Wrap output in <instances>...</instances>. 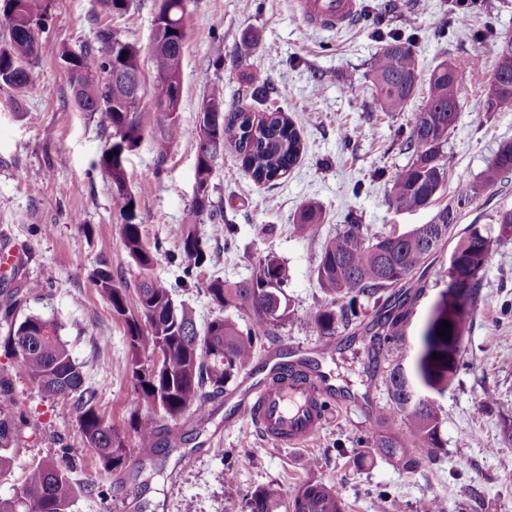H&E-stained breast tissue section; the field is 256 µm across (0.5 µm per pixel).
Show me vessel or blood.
<instances>
[{"label": "vessel or blood", "instance_id": "1", "mask_svg": "<svg viewBox=\"0 0 512 512\" xmlns=\"http://www.w3.org/2000/svg\"><path fill=\"white\" fill-rule=\"evenodd\" d=\"M300 6L307 24L319 28L340 29L352 25L358 16L356 0H301ZM341 400L327 377L279 358L267 375L240 388L233 419L267 442L296 448L320 435L328 404Z\"/></svg>", "mask_w": 512, "mask_h": 512}]
</instances>
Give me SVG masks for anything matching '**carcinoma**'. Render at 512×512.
<instances>
[{"label":"carcinoma","instance_id":"cac0c4a2","mask_svg":"<svg viewBox=\"0 0 512 512\" xmlns=\"http://www.w3.org/2000/svg\"><path fill=\"white\" fill-rule=\"evenodd\" d=\"M189 0H162L154 20L150 51L164 57L168 72L183 78V49L187 38L184 16ZM51 0H0V17L9 26L0 32V88L17 93L30 84V72L38 57L39 36L51 20ZM497 63L489 83L482 111L496 112L512 104V37L495 46ZM72 58L67 71L74 105L98 118L112 141L143 137L137 109L143 88L124 98L116 96L110 83L93 81L119 68L137 70L140 49L118 36L111 27L98 28L96 43L74 51L67 46L59 57ZM419 77V60L407 41L386 42L372 60V83L387 112H401L412 100ZM463 75L456 65L438 63L428 78L427 100L412 114L405 139L411 153L409 162L390 178V198L399 211L426 209L434 204L444 184L446 170L441 149L448 141L460 110L459 87ZM182 87L155 79L151 99L159 116L154 136L157 163L162 165L173 145L184 133L179 111L167 112L161 104ZM195 127L197 144L196 184L190 219L176 226L172 234L177 251L167 254L176 280L186 288L204 293L215 306V315L197 325L194 311L176 302L168 283L150 274L153 250L145 243L139 220L137 195L129 184L125 159H109L102 153L99 166L110 182L112 206L122 220V239L128 257L145 275L137 288V308L144 323L129 314L126 290L99 268L93 283L108 302L112 313L128 328L130 354L126 367L135 380V403L158 408L171 420L186 411H203L208 402L224 392L228 381L278 335L287 319L284 303L285 279L281 265L269 257L251 277L231 282L221 277L203 278L214 259L213 238L233 243L232 224L214 227L208 236L197 228L199 216L214 212L212 178L224 151L241 158L254 182L266 184L285 177L297 162L301 139L292 124L278 112L262 116L243 109H224V88L217 85L204 97ZM512 175V141L501 143L490 165L478 177L460 182L456 196H469L472 203L509 180ZM322 220L319 205H302L294 224L304 237L316 235ZM454 219L450 205L436 210L430 221L403 233H371L346 216L336 235L326 240L313 270L329 301L311 313L317 335L324 339L336 329L354 330L360 325L359 300H370L392 291L390 308L378 314L365 331L373 336V349L387 354L397 351L382 370L383 383L393 411L402 423L398 435L371 436L369 447L408 472L435 457L443 447L441 430L446 414L440 397L448 390L460 369V344L465 326L480 298L479 273L491 262L496 246L512 240V209L500 210L495 218L497 235L476 224L454 248L448 267V286L440 292L438 315L424 321L416 350L410 351L404 328L414 306L426 294L427 283L416 274L448 240ZM49 292V286L34 283L16 290L0 302V328L5 330L3 346L20 362L28 379L46 395L72 402L85 447L96 455L106 471L118 468L124 459L119 434L104 421L98 410L97 388L86 384L59 334L60 327L39 315L19 316L23 303L32 296ZM450 323L447 337L437 335L440 323ZM149 352L159 359L150 368L140 365ZM439 357L432 358L433 354ZM157 419L148 412L135 419V430L148 443L156 436ZM29 423L11 398L10 383L0 377V479L12 476L14 453L21 448ZM69 448L58 457L32 462L24 469L17 494L0 498V512H71L82 487L69 469ZM249 512H343L339 490L325 480L312 477L293 493L277 485L256 489L248 499Z\"/></svg>","mask_w":512,"mask_h":512}]
</instances>
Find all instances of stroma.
<instances>
[{"label":"stroma","mask_w":512,"mask_h":512,"mask_svg":"<svg viewBox=\"0 0 512 512\" xmlns=\"http://www.w3.org/2000/svg\"><path fill=\"white\" fill-rule=\"evenodd\" d=\"M158 0H132L123 16L102 14L96 0H56L53 20L40 38L31 82L20 97L0 92V254L14 263L0 271V295L36 282L53 285L50 294L30 299L26 311L59 324L60 334L85 380L99 391V409L119 433L124 463L104 471L84 447L70 402L45 395L24 375L17 360L0 346V374L12 382L11 395L27 416L25 443L15 457L13 477L0 479V498L13 497L17 475L34 458L56 456L58 439L71 446L74 479L85 490L72 512H247L257 488L277 484L294 490L315 475L336 486L346 512H512V442L502 435L512 413V243L503 242L480 274L481 298L461 340L464 366L442 404L447 421L444 446L413 472L386 458L365 456L357 444L369 432H397L385 387L372 374L369 336L341 330L336 350L319 359L322 371L344 387L349 404L330 414L322 433L306 448H284L258 435H245L231 419L225 395L200 417L189 411L176 421L159 420L155 447H143L134 428V380L125 366L129 338L92 282L107 263L116 282L136 303L139 268L129 259L121 225L112 209V191L98 168L106 139L96 117L77 111L61 47L79 48L95 39L97 23L110 25L143 51L142 77L152 84L154 62L148 51ZM183 90L179 108L185 128H194L204 96L224 88V105L244 101L251 86L265 88V108L290 119L303 151L288 176L260 186L231 151L220 159L212 180L214 215H202L199 229L233 224L237 242L225 250L215 240L210 272L230 281L250 277L266 257H276L288 274V319L273 350L314 347L318 336L310 315L326 301L313 269L323 243L347 214L374 232H404L427 223L432 209L396 210L389 180L410 155L403 146L410 112L383 111L372 89L371 62L382 37L411 41L419 59L420 106L431 69L454 63L465 77L461 112L442 149L447 170L437 206L448 203L460 179L478 176L500 143L512 141V106L481 113L484 87L467 74L480 61L483 77L495 67V45L512 34V0H359L357 20L324 31L310 27L299 0H191L185 15ZM261 30L259 48L242 42L248 29ZM223 46V57L214 49ZM139 118L146 134L126 156L130 184L147 239L175 248L171 229L183 223L195 196L196 141L185 137L158 164L152 133L157 114L143 96ZM324 215L319 236L298 237L295 217L307 201ZM512 208V181L463 211L452 230L489 226L499 210ZM452 244H445L424 271L425 296L406 328L415 340L421 323L448 282ZM496 406L486 409L487 396ZM223 442L221 455L210 454Z\"/></svg>","instance_id":"1"}]
</instances>
